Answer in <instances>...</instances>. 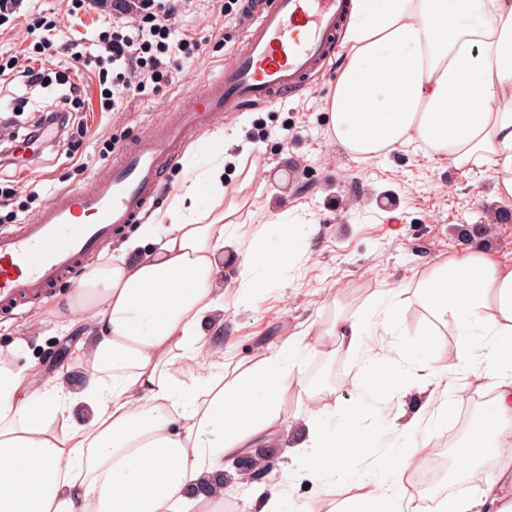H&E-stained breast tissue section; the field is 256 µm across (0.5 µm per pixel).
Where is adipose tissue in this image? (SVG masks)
<instances>
[{"label":"adipose tissue","mask_w":512,"mask_h":512,"mask_svg":"<svg viewBox=\"0 0 512 512\" xmlns=\"http://www.w3.org/2000/svg\"><path fill=\"white\" fill-rule=\"evenodd\" d=\"M342 66L325 110L333 139L354 160L413 143L459 170L490 172L500 201H512V0H351ZM197 184L167 211L169 223L138 225L118 254L102 255L56 317L91 327L72 346L86 380L71 390L61 362L54 378L0 360V512H224V495L192 496L223 472L224 458L280 420L285 395L302 391L298 353L283 345L252 370L176 379L205 346L206 327L224 321L218 257L237 206L199 223ZM417 288L431 314L459 336L461 371L492 380L496 392L466 445L512 454V264L483 244L429 269ZM410 419L388 444L374 476L382 494L350 512H420L394 479L408 449L438 429ZM85 404L89 418L75 419ZM327 407L310 412L307 447L320 462L311 480L350 472L349 424L329 428ZM447 512H512V467L502 466L474 497Z\"/></svg>","instance_id":"adipose-tissue-1"}]
</instances>
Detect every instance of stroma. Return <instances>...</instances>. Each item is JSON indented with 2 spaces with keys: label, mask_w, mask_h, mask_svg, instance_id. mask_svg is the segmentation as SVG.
<instances>
[{
  "label": "stroma",
  "mask_w": 512,
  "mask_h": 512,
  "mask_svg": "<svg viewBox=\"0 0 512 512\" xmlns=\"http://www.w3.org/2000/svg\"><path fill=\"white\" fill-rule=\"evenodd\" d=\"M234 0H190L182 27L170 43L187 39L198 43L195 54L173 51V82L162 92L145 88L121 98L114 112H88V132L74 160L59 158L32 166L17 176L25 193L46 201L58 190L85 185L108 170L138 136L151 133L164 112L177 106L188 91L200 87L232 60L240 44V25L225 19ZM47 20L53 31L30 29L33 20ZM107 14L77 9L76 0H22L20 11L0 19V59L26 54L41 40L66 39L84 54H96V40L107 29ZM52 79L26 88L16 81H0V117L23 124L35 106L59 100L67 86L55 72L72 67L68 53H45ZM340 73L339 62L313 80L300 94L247 112L225 117L204 135L193 139L181 163L164 176L160 194L143 214V221L167 223L166 212L176 194L189 184L205 160L224 161V197L216 199L198 188L196 212L230 202L241 206L233 245L219 258L224 281V323L208 332L199 363L223 361L225 373L244 371L259 362L267 348L303 340L300 376L303 394L285 397L279 424L258 437L253 450L277 449L272 471L263 483L281 491L283 512H307L330 502L344 512L349 505L376 494L369 463L377 449L397 437L398 425L413 416L429 417L442 400L440 386L426 381L430 368L458 363L461 345L454 329L436 320L422 304L417 283L432 264L463 253L469 237L461 228L485 224L502 208L512 211L494 194L490 173L466 172L444 161L423 158L421 152L399 149L355 161L337 146L328 130L324 103ZM113 151H105L104 140ZM256 169L249 196L238 191L241 172ZM398 212L391 222L389 212ZM298 224H311V236L295 233ZM257 268L276 264L275 278L259 276L255 288L241 291V255L252 240ZM77 278L60 281L42 302L0 315V346L16 340L26 345L18 364L33 363L44 376L58 367L53 357L64 334L84 335L88 326L78 319L71 329L50 316L51 305L65 301ZM400 292L393 325L380 329L382 314L375 301L381 291ZM372 317L378 327L366 339L367 357L335 349L327 329L337 318ZM458 403L450 407L438 432L425 439V449L448 438L465 440L462 421H475L492 393L478 388L471 375L455 376ZM328 406L334 419L354 416L359 433L372 437L373 447L358 451L356 470L322 485L308 473L318 461L315 449L299 452L303 422L316 404ZM502 458L476 461L468 473L453 474L441 489L446 497L475 494L502 465Z\"/></svg>",
  "instance_id": "35a3bbf8"
}]
</instances>
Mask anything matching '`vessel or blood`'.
<instances>
[{"label": "vessel or blood", "mask_w": 512, "mask_h": 512, "mask_svg": "<svg viewBox=\"0 0 512 512\" xmlns=\"http://www.w3.org/2000/svg\"><path fill=\"white\" fill-rule=\"evenodd\" d=\"M348 0H261L233 60L166 113L102 175L54 192L13 231L0 230V312L47 297L60 279L134 223L193 136L233 115L300 92L335 53Z\"/></svg>", "instance_id": "b4317fda"}]
</instances>
